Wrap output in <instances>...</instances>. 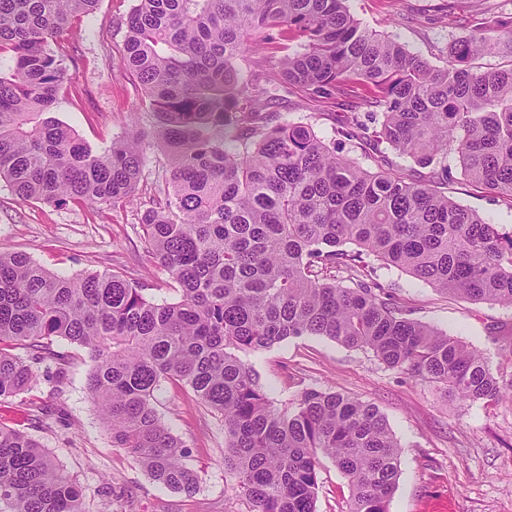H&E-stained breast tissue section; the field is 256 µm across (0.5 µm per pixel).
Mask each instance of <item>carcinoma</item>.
<instances>
[{"instance_id": "carcinoma-1", "label": "carcinoma", "mask_w": 512, "mask_h": 512, "mask_svg": "<svg viewBox=\"0 0 512 512\" xmlns=\"http://www.w3.org/2000/svg\"><path fill=\"white\" fill-rule=\"evenodd\" d=\"M347 2L135 0L123 65L172 159L142 229L177 297L159 302L119 274L59 276L0 252V401L30 388L35 364L51 362L62 384L71 358L52 344L66 341L93 363L88 390L112 447L154 483L188 497L199 485L155 407L171 383L224 421V473L247 512H317L322 456L348 478L349 512H388L400 451L379 409L310 388L279 410L243 355L325 336L463 404L512 400V379L412 318L377 274L399 268L442 294L512 307V232L429 184L336 155L308 123L280 121L248 70L260 36L281 53L280 78L312 99H336L344 82L368 87L373 125L352 112L336 133L438 179L452 156L512 204V68L470 64L512 51V26L457 39L437 67L362 27ZM98 3L0 0V178L23 198L115 205L136 190L145 128L96 154L48 117L67 76L51 43ZM0 512H86L48 453L2 425Z\"/></svg>"}]
</instances>
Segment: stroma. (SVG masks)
I'll return each mask as SVG.
<instances>
[{
    "mask_svg": "<svg viewBox=\"0 0 512 512\" xmlns=\"http://www.w3.org/2000/svg\"><path fill=\"white\" fill-rule=\"evenodd\" d=\"M134 0H100L53 43L68 76L51 107L94 151L124 137L131 119L152 127L149 101L121 56ZM352 14L370 31L401 42L440 66L457 38L484 23L512 21V0H350ZM366 112L364 94L343 89L336 103L313 102L298 87L281 85L275 109L303 121L337 154L374 169L371 159L333 129L350 108ZM147 162L131 202L112 205L47 203L18 197L0 180V251H21L45 269L69 277L116 272L141 283L147 296L173 299L174 283L147 252L141 218L159 198L157 178L168 165L160 143L148 140ZM439 191L488 222L512 228V208L498 194L454 173ZM415 319L470 344L512 376V307L444 297L411 274L381 269ZM67 380L57 385L46 365L35 367L30 391L0 404V423L30 435L82 493L87 512H246L224 478V424L184 389L167 385L157 410L186 445V463L197 471L196 494L185 496L153 483L112 433L87 390L92 364L85 351L64 342ZM246 360L276 405L304 389L336 391L374 404L401 446L400 475L389 512H512V402L463 405L438 384L381 365L370 353L323 336L290 338L247 354ZM350 488L332 459H323L317 512H348Z\"/></svg>",
    "mask_w": 512,
    "mask_h": 512,
    "instance_id": "1",
    "label": "stroma"
}]
</instances>
